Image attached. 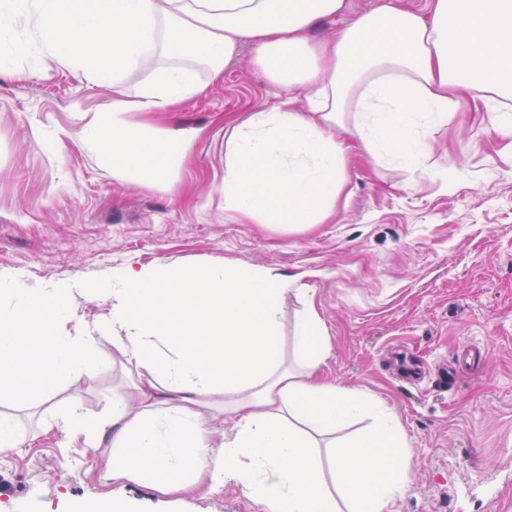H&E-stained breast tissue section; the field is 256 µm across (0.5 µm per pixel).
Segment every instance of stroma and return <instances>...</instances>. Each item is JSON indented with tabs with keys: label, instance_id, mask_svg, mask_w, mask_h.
Listing matches in <instances>:
<instances>
[{
	"label": "stroma",
	"instance_id": "obj_1",
	"mask_svg": "<svg viewBox=\"0 0 512 512\" xmlns=\"http://www.w3.org/2000/svg\"><path fill=\"white\" fill-rule=\"evenodd\" d=\"M0 273L27 287L92 288L114 268L259 266L290 280L279 303L285 357L315 308L329 383L383 401L411 448L390 512H512V137L490 112L432 130L425 173L357 147L346 194L321 224L244 221L224 209V133L285 93L251 45L161 125L196 129L189 162L146 186L113 174L85 134L112 86L61 65L25 17L0 35ZM130 390L121 365L64 384L53 404L0 402L28 443L0 453V512H264L228 485L181 499L103 476L108 445L86 448L42 417L78 400L90 415Z\"/></svg>",
	"mask_w": 512,
	"mask_h": 512
}]
</instances>
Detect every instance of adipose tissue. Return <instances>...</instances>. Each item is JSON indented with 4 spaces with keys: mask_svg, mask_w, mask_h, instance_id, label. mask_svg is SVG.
I'll return each instance as SVG.
<instances>
[{
    "mask_svg": "<svg viewBox=\"0 0 512 512\" xmlns=\"http://www.w3.org/2000/svg\"><path fill=\"white\" fill-rule=\"evenodd\" d=\"M346 0H0V30L34 16L60 62L111 80L112 109L87 125L113 171L142 184L170 181L191 154L192 132L129 123L128 112H166L199 94L254 47L273 83L304 92L250 113L228 130L224 207L243 219L318 224L341 197L352 142L404 169L423 170L428 129L459 110L496 113L512 131V0H431L428 10L381 0L324 41L318 22ZM159 62L156 79L129 95L128 70ZM288 280L257 266L113 269L98 296L109 312L76 314L77 289H29L0 276V398L41 405L69 381L119 357L135 393L101 414L71 404L46 418L84 447L109 444L107 478L164 496L240 485L265 512H390L407 489L409 448L396 415L375 399L321 382L329 340L316 311L295 327L300 368L284 365L278 300ZM111 354H104V344ZM373 430L353 444L330 435L363 412ZM233 420L217 434L215 415ZM328 438L334 482L315 453Z\"/></svg>",
    "mask_w": 512,
    "mask_h": 512,
    "instance_id": "ef3b65f1",
    "label": "adipose tissue"
}]
</instances>
